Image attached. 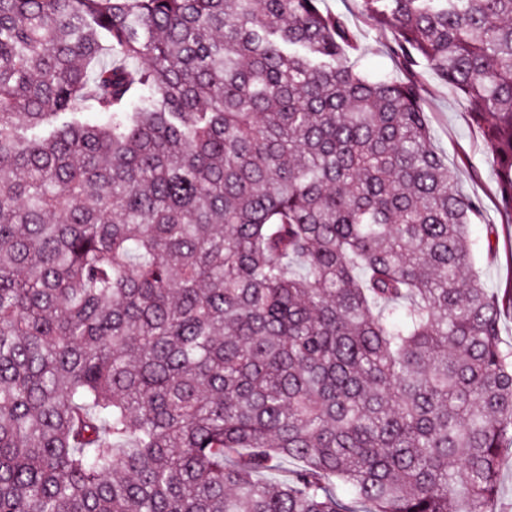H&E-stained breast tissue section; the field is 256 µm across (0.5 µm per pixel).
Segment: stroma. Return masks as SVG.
<instances>
[{"instance_id":"35a3bbf8","label":"stroma","mask_w":512,"mask_h":512,"mask_svg":"<svg viewBox=\"0 0 512 512\" xmlns=\"http://www.w3.org/2000/svg\"><path fill=\"white\" fill-rule=\"evenodd\" d=\"M320 7L347 20L360 46L355 59L363 69L419 83L434 144L447 158L458 190L483 205L481 218L470 227L474 267L486 287L499 293L512 288V223L498 209L492 153L460 96L424 66L404 68L390 35L367 18L360 0H322Z\"/></svg>"}]
</instances>
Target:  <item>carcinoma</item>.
<instances>
[{
    "label": "carcinoma",
    "mask_w": 512,
    "mask_h": 512,
    "mask_svg": "<svg viewBox=\"0 0 512 512\" xmlns=\"http://www.w3.org/2000/svg\"><path fill=\"white\" fill-rule=\"evenodd\" d=\"M361 5L512 219V0ZM358 51L319 0H0V512H497L512 289Z\"/></svg>",
    "instance_id": "1"
}]
</instances>
